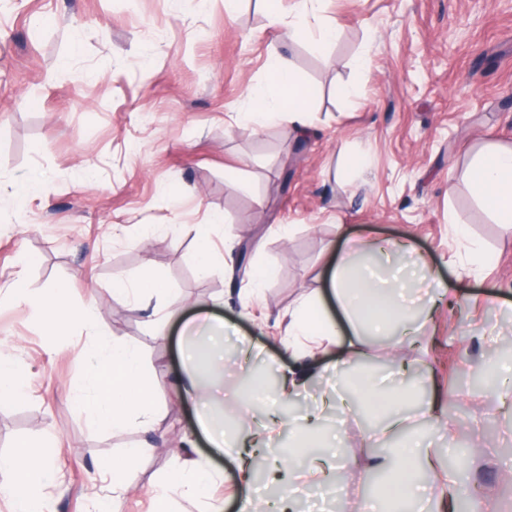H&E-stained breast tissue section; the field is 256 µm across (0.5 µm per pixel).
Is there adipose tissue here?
<instances>
[{"label": "adipose tissue", "mask_w": 512, "mask_h": 512, "mask_svg": "<svg viewBox=\"0 0 512 512\" xmlns=\"http://www.w3.org/2000/svg\"><path fill=\"white\" fill-rule=\"evenodd\" d=\"M269 21L285 24V36L291 42L315 41L325 46L336 41L337 23L327 17L317 18L320 0H260ZM266 81L248 93V105L235 113L237 127L248 128L263 121H272L300 128L309 118L311 91L300 82L292 60L275 54L266 63ZM467 177L472 191L492 212L505 231H512V146L489 145L480 151L471 164ZM375 241L361 239L348 250L338 253L333 266L327 267L326 288L314 291L288 315V345L296 363L284 375L282 394L292 396L304 388L318 352L328 350L343 331L358 334L361 327L374 330H395L398 314L408 307L396 289L376 282L370 269L353 270L351 257L361 251L377 250ZM21 296L48 323L59 321L91 322L92 309L72 307L63 289H50L39 295H19L15 284L0 286V296ZM209 330L207 343L199 349L182 350L183 367L176 385L182 397L201 401V386L190 363L208 359L215 366L224 364L223 320L208 311H199L181 324L182 333L197 325ZM94 396L88 402V414L94 424L104 428L122 429L136 426L150 433L155 422L154 387L139 352L128 344L116 341L96 357L92 372ZM434 462L430 448L401 451L395 456L370 457L371 469L387 475L398 499L413 495L417 481L414 464L418 460ZM217 475L210 463L199 456L186 454L183 460L151 487L157 512H167L172 496L190 498L201 504V512H222L221 501L208 495L207 489ZM52 470L46 459L32 451L30 444L20 443L7 459L0 461V491L13 498L17 512H37L35 483L48 480Z\"/></svg>", "instance_id": "adipose-tissue-1"}]
</instances>
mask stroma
<instances>
[{
	"mask_svg": "<svg viewBox=\"0 0 512 512\" xmlns=\"http://www.w3.org/2000/svg\"><path fill=\"white\" fill-rule=\"evenodd\" d=\"M322 9L341 32L319 50L287 44L257 0L231 15L224 0H0V283L20 276L34 293L62 286L96 314L91 328L49 329L26 303L0 300V349L24 385L0 401V456L25 440L48 458L60 478L39 488L50 512H87L94 489L118 512H154L149 483L190 443L225 472L211 493L236 512L235 465L209 448L196 405L174 393L179 321L201 304L226 323L230 435L323 410L317 429L327 442L290 455L296 436L285 427L273 454L252 462L266 500L291 496L294 512H432L449 495L456 512H469L479 490L482 512H512V403L499 396L512 357L497 355L512 344V235L465 178L482 146H512V0H325ZM284 52L312 92L308 135L280 124L237 128L232 113L263 82L267 59ZM351 153L367 162L354 185L338 172ZM30 179L42 190L20 200L15 189ZM213 214L224 221L210 225L213 268L204 274L196 227ZM340 227L378 242L369 262L380 278L426 257L420 290L446 289L444 300L432 318L410 321L389 361L375 363L370 333L343 336L306 392L243 405L240 377L293 365L288 327L276 319L322 287ZM406 240L414 254L398 249ZM474 241L492 262L471 253ZM240 262L272 268L260 298L247 300ZM151 277L166 285L154 315L113 299L118 282ZM171 310L177 320L159 328ZM115 340L139 350L154 382L150 435L97 428L74 398L92 375V348ZM352 343L364 358L335 368ZM433 396L438 416L419 409L403 435H382L383 412ZM144 440L151 449L135 465L137 481L113 496L100 466ZM407 442L437 448L439 467L422 471L412 498L390 504L367 459L372 448ZM336 458L345 466L323 486L295 487L296 470Z\"/></svg>",
	"mask_w": 512,
	"mask_h": 512,
	"instance_id": "35a3bbf8",
	"label": "stroma"
}]
</instances>
